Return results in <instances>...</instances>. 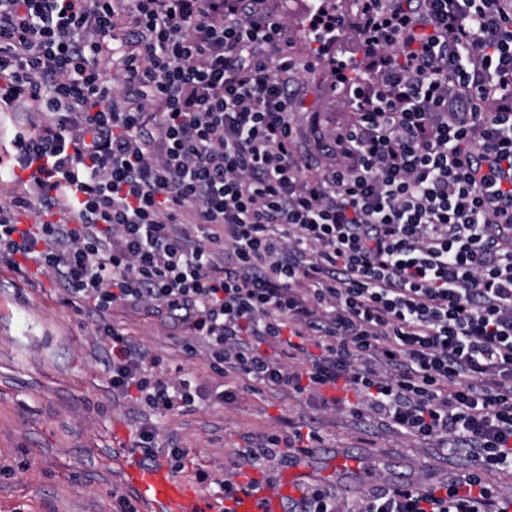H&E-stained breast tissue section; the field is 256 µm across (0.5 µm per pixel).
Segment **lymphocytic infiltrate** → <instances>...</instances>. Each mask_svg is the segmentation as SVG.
Returning <instances> with one entry per match:
<instances>
[{
  "label": "lymphocytic infiltrate",
  "mask_w": 512,
  "mask_h": 512,
  "mask_svg": "<svg viewBox=\"0 0 512 512\" xmlns=\"http://www.w3.org/2000/svg\"><path fill=\"white\" fill-rule=\"evenodd\" d=\"M351 31L363 58L334 67L353 119L316 174L294 150L302 63L266 0H0V112L44 117L0 165L24 188L0 205V263H34L70 304L167 314L214 370L342 387L353 418L471 463L362 512H512L484 478L512 469V0H357L310 20L321 48ZM97 333L114 393L194 407L119 328ZM303 426L236 465L308 452Z\"/></svg>",
  "instance_id": "f902f5d3"
}]
</instances>
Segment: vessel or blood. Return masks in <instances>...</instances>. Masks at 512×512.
<instances>
[{"label": "vessel or blood", "instance_id": "b4317fda", "mask_svg": "<svg viewBox=\"0 0 512 512\" xmlns=\"http://www.w3.org/2000/svg\"><path fill=\"white\" fill-rule=\"evenodd\" d=\"M113 463L137 493L145 512H284L287 499L297 496L303 484L298 464L289 468L286 478L273 484L254 482L253 471L247 470L235 478L238 491L218 505L202 495L195 483L175 478L165 466L122 455Z\"/></svg>", "mask_w": 512, "mask_h": 512}]
</instances>
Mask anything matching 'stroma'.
Instances as JSON below:
<instances>
[{
	"label": "stroma",
	"instance_id": "stroma-1",
	"mask_svg": "<svg viewBox=\"0 0 512 512\" xmlns=\"http://www.w3.org/2000/svg\"><path fill=\"white\" fill-rule=\"evenodd\" d=\"M269 2L287 21L294 51L309 62L291 85L296 152L328 168L335 159L322 146L350 112L308 37L307 19L317 2ZM104 322L122 329L153 371L201 391L194 408L160 416L113 395L110 345L96 334ZM223 382L202 353L185 350L172 319L144 310L77 308L65 303L53 278L0 264V512H123L127 506L138 512L137 495L112 459L118 450L133 451L144 421L185 448L183 458L169 463L173 473L198 479L203 472H231L247 437L280 434L289 420H303L321 436L311 451L318 472L307 484L338 489L347 512H359L369 492L356 478H337V449L359 454L365 468L383 473L388 487L401 480L441 481L456 468L435 445L362 423L343 409L321 408L319 395L235 378L229 382L236 397L223 402L210 394Z\"/></svg>",
	"mask_w": 512,
	"mask_h": 512
}]
</instances>
